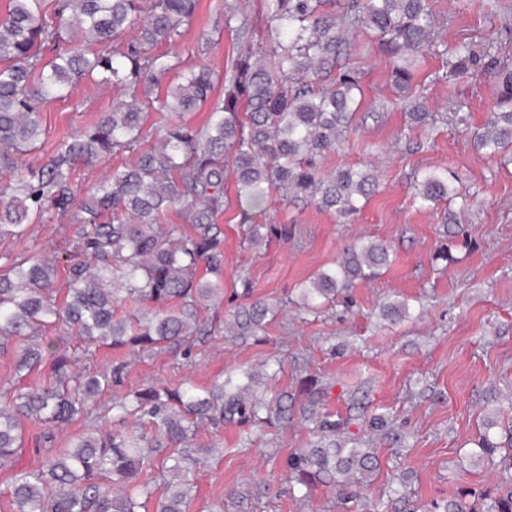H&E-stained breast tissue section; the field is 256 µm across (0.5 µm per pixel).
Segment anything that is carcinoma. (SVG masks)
Listing matches in <instances>:
<instances>
[{"mask_svg":"<svg viewBox=\"0 0 512 512\" xmlns=\"http://www.w3.org/2000/svg\"><path fill=\"white\" fill-rule=\"evenodd\" d=\"M251 13L225 0L224 30L239 50L224 70V95L214 96V72L187 68L162 96L154 87L179 68L176 48L192 21L197 0H9L0 18V169L14 178L0 188V236L25 234L32 217L55 211L68 217V250L45 244L36 254L0 265V357L13 373L33 374L50 360L49 379L31 388L0 385V470L11 473L9 512H189L195 497L191 474L209 449L190 448L199 425L262 420L267 400L252 383L227 380L207 390L190 383L174 389L149 386L112 401L93 403L118 383L126 363L102 369L80 362L102 346L149 353L179 347L210 332L201 313L224 300V230L217 218L227 206L224 185L238 186L241 223L253 246L265 224L253 211L273 193L349 217L378 187L369 167L323 173L318 160L339 149L361 102L360 77L349 63L345 35L366 32L378 40L393 84L409 89L425 47L438 40L430 0H261ZM470 45L451 51L452 74L486 68ZM495 105L474 132L477 149L509 157L512 151V69L492 70ZM123 93L112 111L62 141L46 163L17 165L36 149L44 104L69 96L79 78ZM208 109L200 127L181 120ZM168 113L156 128L146 110ZM130 154L134 163L112 170L88 199L71 190L73 166ZM458 195L448 172H423L416 198L432 206ZM179 208L186 226L164 223ZM67 255L60 265L59 254ZM389 249L369 241L344 250L336 265L301 287L302 304L316 307L338 290L372 280L389 265ZM63 287H58V283ZM281 307L258 300L239 309L226 327L256 336ZM67 326L79 349L54 343L45 331ZM76 420L85 432L63 449L50 450L36 470L18 467L23 424L44 427V443ZM344 423L316 417L320 440L288 457L291 481L338 490L364 483L376 471L371 448L336 444ZM168 452L162 483L144 478L154 457ZM500 457L512 469V426L485 430L472 457ZM443 512H512V485L465 489Z\"/></svg>","mask_w":512,"mask_h":512,"instance_id":"1","label":"carcinoma"}]
</instances>
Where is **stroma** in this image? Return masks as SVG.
Listing matches in <instances>:
<instances>
[{"label": "stroma", "instance_id": "obj_1", "mask_svg": "<svg viewBox=\"0 0 512 512\" xmlns=\"http://www.w3.org/2000/svg\"><path fill=\"white\" fill-rule=\"evenodd\" d=\"M432 8L445 23V44L467 42L512 66V0H432ZM238 46L224 29V0H199L178 51L185 65L214 71L216 95L224 93V69ZM350 61L360 73L363 106L348 143L327 154L321 169L375 168L379 190L361 214L343 223L316 205L275 197L257 220L287 226L288 234L253 248L242 235L237 196L229 194L219 219L224 302L203 313L211 333L189 349L138 355L103 348L85 362L90 370L117 358L127 364L122 384L98 398L100 408L149 385L189 379L206 387L243 370L255 375L254 389L274 415L249 426H200L193 445L212 454L193 473L190 512H429L458 491L505 476L471 457L488 422H512V164L478 153L470 140L494 106L496 83L449 77L447 57L427 50L410 90L434 117L421 132L410 127L375 41L354 34ZM119 99L117 91L84 80L69 99L45 104L42 144L23 163H44ZM425 168L448 170L470 193L473 203L456 223H448L443 208L415 205L413 177ZM66 221L55 214L24 237H0V262L37 252L59 238ZM367 240L390 247L386 273L356 282L321 310L303 309L300 284L339 260L346 246ZM443 249L449 261L438 259ZM245 279L250 297L289 302L258 339L224 329L246 300ZM393 301L407 302L409 317L386 318L383 307ZM316 387L328 395L315 405ZM311 408L343 421L337 443L377 453L379 470L355 496L322 485L303 500L288 481V457L319 436L305 417ZM378 416L385 427H373Z\"/></svg>", "mask_w": 512, "mask_h": 512}]
</instances>
